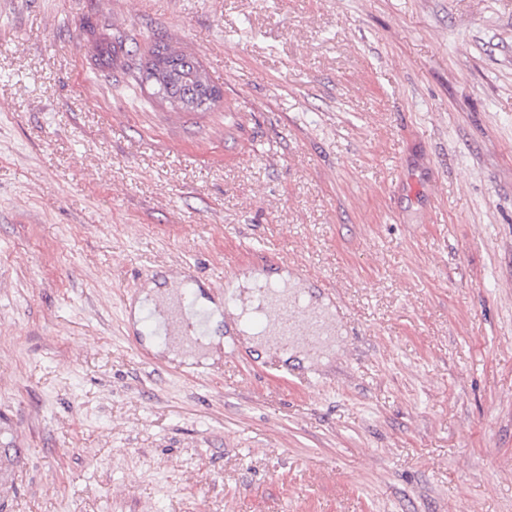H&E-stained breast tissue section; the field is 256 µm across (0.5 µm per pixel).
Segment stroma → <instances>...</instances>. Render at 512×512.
<instances>
[{
    "label": "stroma",
    "mask_w": 512,
    "mask_h": 512,
    "mask_svg": "<svg viewBox=\"0 0 512 512\" xmlns=\"http://www.w3.org/2000/svg\"><path fill=\"white\" fill-rule=\"evenodd\" d=\"M150 271L334 347L137 350ZM0 512H512V0H0ZM156 61L163 62L166 68L175 76V80L159 81L150 80L152 74L149 73ZM138 76H135L134 81L141 85L150 86L153 89L152 95L162 100L166 97H178L180 101H168L172 109L178 112H207L211 109V105L199 108L188 109L181 105L182 101L189 100L195 91V80L199 70L203 71L212 90L219 94V90L212 83L206 71L200 62L189 53L173 48L168 43L158 42L155 43L148 54L146 61L136 68ZM248 310L259 320L262 327L271 313H275L272 330L265 331L273 336L274 350H288L293 343L303 344L311 357L323 354L327 336H334L335 324L322 312L311 309L296 292L288 299L281 294L277 284L267 283L252 291L248 297ZM250 346L270 348L269 336H256L261 329H244ZM220 343H222V338H220V336H211L210 347L203 354L194 353L179 346H171L167 348V357L178 362L183 361L186 363H194L196 361L210 362L212 361V355L215 353L217 346Z\"/></svg>",
    "instance_id": "obj_1"
}]
</instances>
